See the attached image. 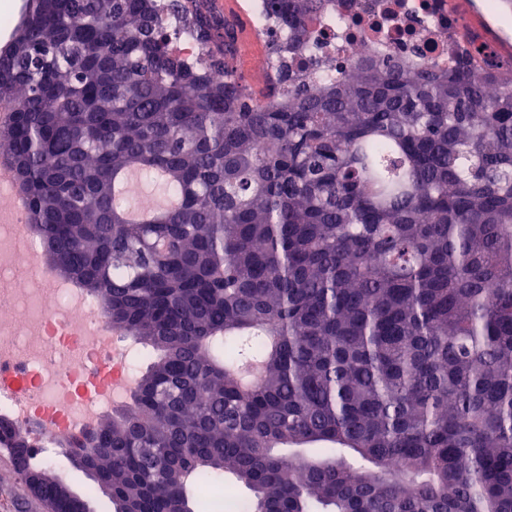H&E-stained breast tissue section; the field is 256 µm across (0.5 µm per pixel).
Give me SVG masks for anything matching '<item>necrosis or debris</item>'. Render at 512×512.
<instances>
[{
    "label": "necrosis or debris",
    "mask_w": 512,
    "mask_h": 512,
    "mask_svg": "<svg viewBox=\"0 0 512 512\" xmlns=\"http://www.w3.org/2000/svg\"><path fill=\"white\" fill-rule=\"evenodd\" d=\"M306 81L335 79L346 60L393 57L450 71L470 63L472 81L488 85V59L502 57L464 0H344L316 25ZM39 244L28 215L0 224V278L14 281L11 313L0 317V416L31 431L32 453L58 463L49 446L102 420L136 380L141 350L117 343L92 298L35 262Z\"/></svg>",
    "instance_id": "4bbe7bcc"
}]
</instances>
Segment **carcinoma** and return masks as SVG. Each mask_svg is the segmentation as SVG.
<instances>
[{"label":"carcinoma","instance_id":"1","mask_svg":"<svg viewBox=\"0 0 512 512\" xmlns=\"http://www.w3.org/2000/svg\"><path fill=\"white\" fill-rule=\"evenodd\" d=\"M268 7L259 97L210 0H28L0 50L33 234L154 354L65 447L114 512H196L220 475L248 512H512V76L354 61L290 87L280 51L336 0ZM130 171L178 205L129 222ZM29 444L0 418L31 492L90 512Z\"/></svg>","mask_w":512,"mask_h":512}]
</instances>
